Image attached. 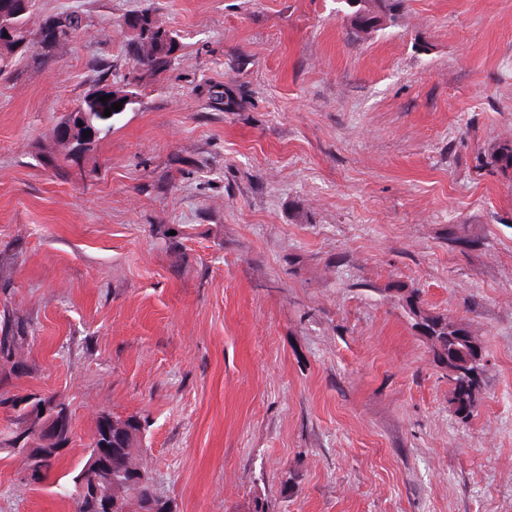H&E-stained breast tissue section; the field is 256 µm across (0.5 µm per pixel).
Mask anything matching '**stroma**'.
<instances>
[{"label":"stroma","mask_w":512,"mask_h":512,"mask_svg":"<svg viewBox=\"0 0 512 512\" xmlns=\"http://www.w3.org/2000/svg\"><path fill=\"white\" fill-rule=\"evenodd\" d=\"M146 9L183 48L137 71ZM66 14L0 74V436L33 392L72 436L40 485L0 450V512H74L99 417L132 414L175 512H512V0H405L368 35L344 0H37ZM400 286L483 343L467 423ZM79 104L82 105L84 112L87 113L90 123L94 126H103L105 133H108L112 129V118L120 115L122 112H126L130 106L129 105L125 111H114L112 109V97L108 98L106 103H102L101 101H99V103H95L93 98L85 97ZM106 108H110L111 110V115L109 117H104ZM490 164L502 172L512 170V139H504L491 147Z\"/></svg>","instance_id":"obj_1"}]
</instances>
